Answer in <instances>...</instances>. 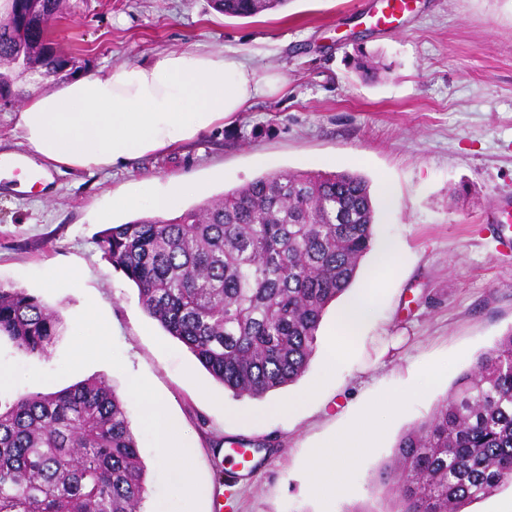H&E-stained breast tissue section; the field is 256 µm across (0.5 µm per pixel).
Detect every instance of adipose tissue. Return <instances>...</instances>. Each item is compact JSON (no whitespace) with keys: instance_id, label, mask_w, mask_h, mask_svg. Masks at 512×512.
<instances>
[{"instance_id":"1","label":"adipose tissue","mask_w":512,"mask_h":512,"mask_svg":"<svg viewBox=\"0 0 512 512\" xmlns=\"http://www.w3.org/2000/svg\"><path fill=\"white\" fill-rule=\"evenodd\" d=\"M265 88L254 69L223 52H171L111 66L27 96L17 126L28 148L55 165L125 166L192 140L245 111ZM145 403L148 412L162 420L161 460L176 468L184 485H191L192 451L177 445L179 421L164 416L154 398ZM369 436L368 430H357L314 449L318 480L344 487L353 451Z\"/></svg>"}]
</instances>
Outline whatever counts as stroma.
Wrapping results in <instances>:
<instances>
[{
  "mask_svg": "<svg viewBox=\"0 0 512 512\" xmlns=\"http://www.w3.org/2000/svg\"><path fill=\"white\" fill-rule=\"evenodd\" d=\"M379 7L290 0L230 18L210 0H69L50 26L84 76L171 51L220 50L279 81L245 111L127 168L55 169L46 191L0 187V284L40 296L62 322L45 359L0 341V404L106 380L138 438L145 512H215L218 502L222 512H390L377 476L397 441L512 328V248L488 222L492 202L512 197V0H410L395 32L375 29ZM360 50L373 55L374 77L353 70ZM16 109L0 102V155L39 171L45 162L27 150ZM345 170L375 194L376 250L354 282L374 287L375 303L351 338L325 315L304 376L269 398L311 386L316 394L289 412L261 413V400L234 397L168 336L107 260V224L151 213L113 211L112 197L187 175L215 197L268 173ZM388 245L397 262L376 270ZM334 349L342 357L325 369ZM137 385L180 421L196 491L159 461V428ZM364 421L375 436L356 451L346 490H315L313 449ZM229 439L273 447L231 478L214 447Z\"/></svg>",
  "mask_w": 512,
  "mask_h": 512,
  "instance_id": "1",
  "label": "stroma"
}]
</instances>
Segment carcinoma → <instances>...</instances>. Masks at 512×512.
I'll return each instance as SVG.
<instances>
[{
  "label": "carcinoma",
  "mask_w": 512,
  "mask_h": 512,
  "mask_svg": "<svg viewBox=\"0 0 512 512\" xmlns=\"http://www.w3.org/2000/svg\"><path fill=\"white\" fill-rule=\"evenodd\" d=\"M288 0H212L252 18ZM66 0H0V99L23 73L56 82L49 22ZM369 182L351 172L266 174L163 219L102 232L112 266L151 318L236 397L297 382L329 305L373 247ZM60 320L40 297L0 285V338L44 357ZM145 470L124 403L102 380L24 392L0 410V512H139ZM392 512H466L512 486V328L407 430L378 474Z\"/></svg>",
  "instance_id": "obj_1"
}]
</instances>
